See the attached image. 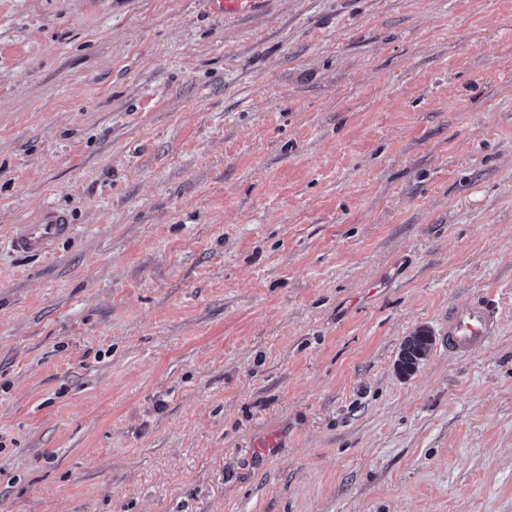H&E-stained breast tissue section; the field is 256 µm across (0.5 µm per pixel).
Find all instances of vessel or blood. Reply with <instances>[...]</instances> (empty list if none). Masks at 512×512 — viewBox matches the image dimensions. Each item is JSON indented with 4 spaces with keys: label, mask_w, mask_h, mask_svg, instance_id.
Instances as JSON below:
<instances>
[{
    "label": "vessel or blood",
    "mask_w": 512,
    "mask_h": 512,
    "mask_svg": "<svg viewBox=\"0 0 512 512\" xmlns=\"http://www.w3.org/2000/svg\"><path fill=\"white\" fill-rule=\"evenodd\" d=\"M73 225L65 211L45 208L35 221L18 225L13 238L15 248L28 255H43L61 239L69 237ZM500 316L486 303L453 306L448 310V350L467 356L488 344L496 335Z\"/></svg>",
    "instance_id": "b4317fda"
}]
</instances>
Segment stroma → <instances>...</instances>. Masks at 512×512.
<instances>
[{"mask_svg":"<svg viewBox=\"0 0 512 512\" xmlns=\"http://www.w3.org/2000/svg\"><path fill=\"white\" fill-rule=\"evenodd\" d=\"M0 512H512V0H0ZM74 224L62 210L44 208L32 224H17L15 248L28 255H44L61 239L72 235ZM500 316L487 303L451 306L448 309V352L468 356L496 336ZM431 341V336H428L424 332H419L413 336H409L405 341L398 358L399 370L404 374L414 372L426 356V353L430 348Z\"/></svg>","mask_w":512,"mask_h":512,"instance_id":"35a3bbf8","label":"stroma"}]
</instances>
